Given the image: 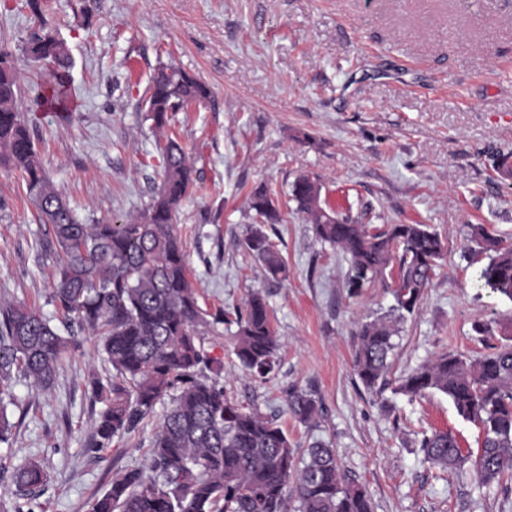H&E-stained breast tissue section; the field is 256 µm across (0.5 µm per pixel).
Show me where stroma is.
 Returning a JSON list of instances; mask_svg holds the SVG:
<instances>
[{"label": "stroma", "instance_id": "35a3bbf8", "mask_svg": "<svg viewBox=\"0 0 512 512\" xmlns=\"http://www.w3.org/2000/svg\"><path fill=\"white\" fill-rule=\"evenodd\" d=\"M71 57L65 108L36 105L52 69L23 71L19 109L56 189L79 217L136 214L161 183L146 90L160 66L204 81L211 95L175 113L169 129L188 153L192 191L177 225L198 302L211 322L202 343L221 362L218 386L275 419L299 451L335 448L346 480L373 512H512V484L479 486L470 471L441 476L420 448L446 430L463 452L481 443L447 396L409 400L402 376L442 351L480 355L512 344V301L482 288L486 254L468 240L485 225L512 240V0H48ZM35 26L28 0H0V49L17 50ZM318 181L335 210L376 228L427 224L446 255L419 312L400 325L388 383L367 391L353 371L352 333L389 314L393 279L346 286L349 262L316 240L291 186ZM266 187L283 216L264 225L285 262L276 281L241 245L255 224L246 200ZM45 225L14 171L0 167V306L54 316ZM265 295L280 343L266 382L241 369L236 318L252 291ZM494 334L481 339L475 321ZM51 385L12 384L21 424L0 444V512H13L12 473L34 459L48 482L41 512H90L114 476L145 464L168 408L109 447H93L101 402L93 380L112 365L101 337L80 334ZM312 392L309 426L288 413L290 390Z\"/></svg>", "mask_w": 512, "mask_h": 512}]
</instances>
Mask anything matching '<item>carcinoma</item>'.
<instances>
[{
    "mask_svg": "<svg viewBox=\"0 0 512 512\" xmlns=\"http://www.w3.org/2000/svg\"><path fill=\"white\" fill-rule=\"evenodd\" d=\"M35 31L21 56L0 51V166L21 176L39 221L48 226L46 250L56 257L52 300L57 313L80 329L103 338L115 374L108 387L95 385L105 407L95 424V443L133 431L166 396L165 414L147 463L112 478L95 498L91 512H372L367 492L347 482L336 454L323 442L300 457L275 421L247 411L203 375L207 358L199 326L207 324L188 276L177 232V210L193 186L192 166L180 143L159 145L162 182L138 214L121 222H83L54 187L28 125L19 110L21 67L56 66L53 93L36 104H53L68 87L69 53L41 0H29ZM146 119L158 133L172 114L210 97L209 87L183 69H158L147 90ZM298 209L312 224L315 238L340 250L350 264L347 288L397 268L391 317L361 323L354 333L353 368L368 391L381 388L396 348L397 323L419 311L446 247L427 224H388L383 229L340 216L321 200L317 181L302 176L292 185ZM249 208L262 224L282 217L263 188ZM468 241L488 253L482 286L512 299V242L470 227ZM243 246L267 276H284V260L261 227H253ZM234 353L250 375L265 379L277 364L278 339L264 295L254 292L238 315ZM77 346L46 317L23 304L0 309V443L10 439L7 404L15 377L39 386L50 383L62 356ZM397 392L411 398L430 392L448 396L457 414L476 423L483 439L465 455L456 437L435 431L423 437L425 459L445 472L470 464L479 484L512 479V345L493 347L472 358L441 353L405 376ZM288 411L305 425L316 423L319 406L309 392L288 394ZM15 512L40 507L47 474L29 460L13 471Z\"/></svg>",
    "mask_w": 512,
    "mask_h": 512,
    "instance_id": "obj_1",
    "label": "carcinoma"
}]
</instances>
